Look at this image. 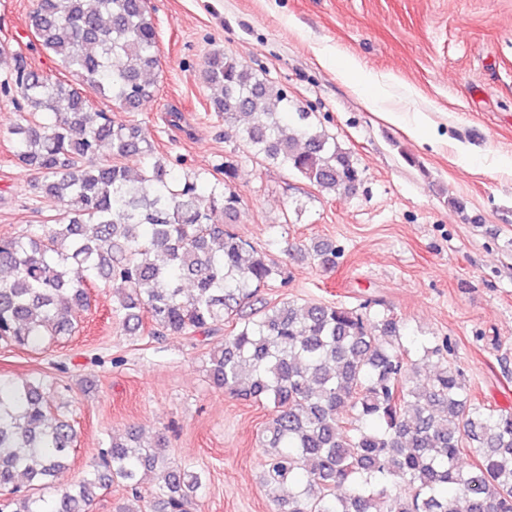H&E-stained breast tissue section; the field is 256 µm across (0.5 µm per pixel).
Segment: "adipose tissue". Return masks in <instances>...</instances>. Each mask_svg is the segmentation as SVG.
I'll use <instances>...</instances> for the list:
<instances>
[{
	"mask_svg": "<svg viewBox=\"0 0 512 512\" xmlns=\"http://www.w3.org/2000/svg\"><path fill=\"white\" fill-rule=\"evenodd\" d=\"M324 60L327 65L335 67L338 74L348 78L354 90L362 94L384 120L405 126L409 133L415 136L430 131L431 122L424 113L409 114L386 110L384 107L387 99L385 83L372 73L365 71L354 58L341 54L336 56L328 54L325 55Z\"/></svg>",
	"mask_w": 512,
	"mask_h": 512,
	"instance_id": "ef3b65f1",
	"label": "adipose tissue"
}]
</instances>
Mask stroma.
<instances>
[{
  "mask_svg": "<svg viewBox=\"0 0 512 512\" xmlns=\"http://www.w3.org/2000/svg\"><path fill=\"white\" fill-rule=\"evenodd\" d=\"M35 0H0V44L33 67L56 66L34 46ZM157 30L156 94L132 118L159 153L184 168L232 162L242 199L233 230L283 265L286 282L260 292L285 300L383 301L408 336L450 337L473 396L512 410V0H148ZM220 49L283 86L315 113L363 171L355 194L332 195L291 171L249 158L210 108L200 71ZM340 51L384 80L392 104L427 113L437 145L384 121L319 51ZM20 114L0 94V235L54 213L35 197V172L17 168ZM341 249L334 270L288 245ZM79 330L48 350L0 347V376L50 375L54 403L78 431L56 483L79 479L110 437L129 428L163 438L170 456L204 474L198 512H271L260 482L261 405L214 389L203 362L223 334L160 341L126 335L112 292L88 282Z\"/></svg>",
  "mask_w": 512,
  "mask_h": 512,
  "instance_id": "stroma-1",
  "label": "stroma"
}]
</instances>
